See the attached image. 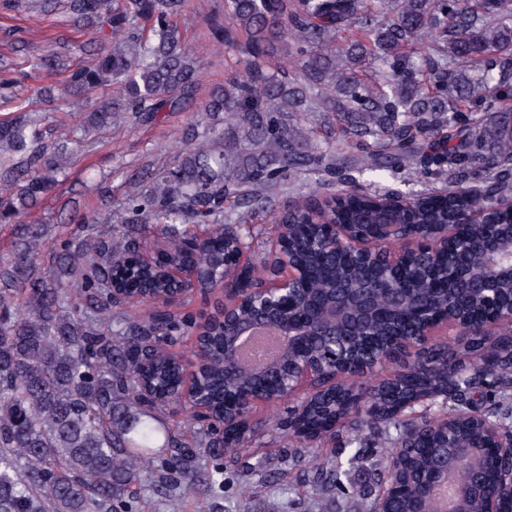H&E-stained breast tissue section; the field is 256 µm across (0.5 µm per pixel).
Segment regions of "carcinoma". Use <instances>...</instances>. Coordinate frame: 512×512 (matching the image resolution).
I'll use <instances>...</instances> for the list:
<instances>
[{"label": "carcinoma", "instance_id": "carcinoma-1", "mask_svg": "<svg viewBox=\"0 0 512 512\" xmlns=\"http://www.w3.org/2000/svg\"><path fill=\"white\" fill-rule=\"evenodd\" d=\"M186 2L74 0L97 30L120 40L93 67L68 75L65 92L89 110L72 146L46 141L22 102L0 121V186L7 189L1 224L37 205L66 176L88 127H110L119 113L146 122L193 98L203 72L175 22ZM224 12L248 42L208 97L205 116L188 124L180 163L148 192L133 189L118 200L101 195L116 223L58 241L49 271L31 265L37 238L27 228L17 233L11 259L0 263V512H117L148 471L154 494L167 497L194 483L200 449L219 442L230 461L242 462L254 432L221 434L224 396L258 383L278 401L276 380L260 381L246 369L224 373V324L214 323L198 386L211 416L189 412L182 424L197 442L184 447L166 415L179 403L184 358L154 352L191 318L170 315L160 323L153 313L133 320L125 295L133 289L153 302L167 287L163 269L170 261L189 264L200 286L217 285L224 247L250 248L245 222L276 209L286 176L325 175L343 185L294 196L276 216V231L292 224V256L307 272L298 292L302 313L336 298L338 283L354 292L376 287L381 308L352 336H310L312 356L334 346L360 358L447 294L461 315L478 313L479 292L446 271L482 265L487 243L512 225L511 211L490 212L488 223L471 225L465 241L449 245L445 275L429 277L418 258L402 280L323 250L304 213L316 208L319 224H450L463 208L512 197V109L493 107L512 98V0H224ZM413 53L422 56V68L411 62ZM16 83L13 72L0 71L1 101L12 102ZM112 85L119 89L112 103H96ZM318 114L333 126L323 145L314 139ZM374 169L425 188L362 187L358 176ZM392 193L397 207L386 219L378 202ZM153 224L163 225L168 249L148 265L140 261V238ZM184 224L208 225L207 242L187 250ZM494 336L492 343L470 336L433 347L413 374L343 379L327 399L308 402L300 413L288 408L277 428L287 435L298 421L305 441L336 430L351 435L352 444L365 429L393 440L371 469L376 491L365 495L385 512H417L426 478L452 465L454 446L469 443L478 428L467 421L447 433L430 431L393 477L396 449L417 427L438 423L407 416L403 405L430 392L449 415L486 417L512 435V328ZM354 396L371 408L352 409ZM342 453L319 457L310 469L313 484L346 494ZM486 478V470L477 471L456 512H481L476 486Z\"/></svg>", "mask_w": 512, "mask_h": 512}]
</instances>
